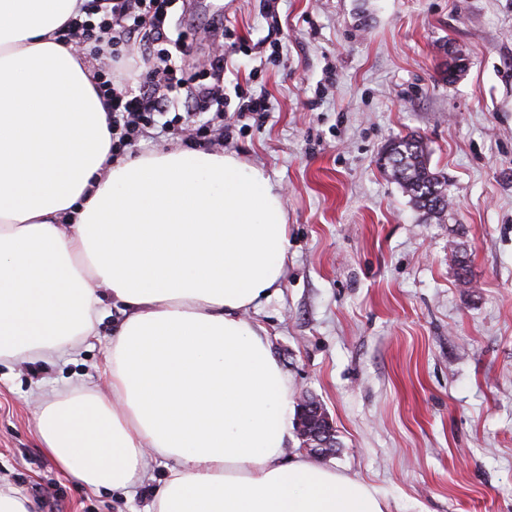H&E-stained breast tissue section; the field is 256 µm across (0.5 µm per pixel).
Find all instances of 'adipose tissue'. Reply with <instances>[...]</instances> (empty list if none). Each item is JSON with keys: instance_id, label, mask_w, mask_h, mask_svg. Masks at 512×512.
<instances>
[{"instance_id": "obj_1", "label": "adipose tissue", "mask_w": 512, "mask_h": 512, "mask_svg": "<svg viewBox=\"0 0 512 512\" xmlns=\"http://www.w3.org/2000/svg\"><path fill=\"white\" fill-rule=\"evenodd\" d=\"M84 0H0V361L52 363L124 308L102 374L42 400L45 452L90 491L174 466L151 512H386L378 490L285 456L293 410L243 317L288 260L283 198L235 156L112 159L93 68L64 39Z\"/></svg>"}]
</instances>
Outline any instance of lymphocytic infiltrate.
I'll return each instance as SVG.
<instances>
[{"label":"lymphocytic infiltrate","instance_id":"f902f5d3","mask_svg":"<svg viewBox=\"0 0 512 512\" xmlns=\"http://www.w3.org/2000/svg\"><path fill=\"white\" fill-rule=\"evenodd\" d=\"M169 5L170 0H87V20L68 25V36L92 43L95 56L106 60L94 78L110 107L113 155H120L156 128L173 138L188 131L200 133L204 125L197 116L203 103L216 105L219 123L214 130L218 133L226 129V113L257 122L268 116V102L262 96L243 95L237 105H230L224 94V53L218 47H211L201 81L185 83L169 50L172 39L165 27ZM135 42L140 45L145 69L132 83L117 75L116 66ZM180 89L186 92L181 102L175 98ZM177 105L182 106V113L171 115V107Z\"/></svg>","mask_w":512,"mask_h":512}]
</instances>
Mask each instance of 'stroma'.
Masks as SVG:
<instances>
[{"mask_svg":"<svg viewBox=\"0 0 512 512\" xmlns=\"http://www.w3.org/2000/svg\"><path fill=\"white\" fill-rule=\"evenodd\" d=\"M218 9L225 93L271 106L218 151L280 188L291 239L277 292L245 318L266 329L292 399L328 412L327 466L389 512H512V0L177 2L186 64L204 66ZM409 134L447 183L442 220L381 165ZM123 319L113 308L54 364L0 365V483L36 512H145L167 471L157 460L127 494L84 490L37 436L33 394L100 383Z\"/></svg>","mask_w":512,"mask_h":512,"instance_id":"stroma-1","label":"stroma"}]
</instances>
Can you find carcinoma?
I'll list each match as a JSON object with an SVG mask.
<instances>
[{"instance_id":"obj_1","label":"carcinoma","mask_w":512,"mask_h":512,"mask_svg":"<svg viewBox=\"0 0 512 512\" xmlns=\"http://www.w3.org/2000/svg\"><path fill=\"white\" fill-rule=\"evenodd\" d=\"M384 166L418 209L434 215L448 209L446 182L430 170L421 138L410 135L388 143L384 148Z\"/></svg>"}]
</instances>
